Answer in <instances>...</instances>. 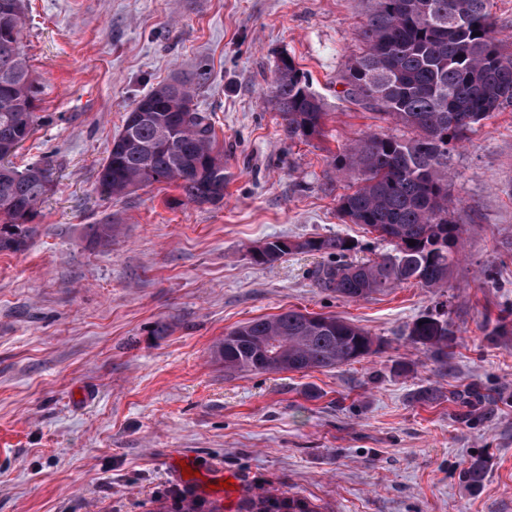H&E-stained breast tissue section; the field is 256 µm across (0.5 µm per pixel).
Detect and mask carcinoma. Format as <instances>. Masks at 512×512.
Wrapping results in <instances>:
<instances>
[{"mask_svg":"<svg viewBox=\"0 0 512 512\" xmlns=\"http://www.w3.org/2000/svg\"><path fill=\"white\" fill-rule=\"evenodd\" d=\"M24 7V0H0V224L14 228L32 223L53 183L50 161L21 170L9 163L37 119L36 79L23 50ZM362 37L363 52L343 71L347 97L415 137L367 132L336 156V172L349 179L337 207L344 222L366 227L390 250L348 262L349 239L333 235L269 241L252 259L271 264L297 251L334 257L314 278L346 300L407 282L446 288L461 248V229L450 218L448 159L474 125L512 106V53L493 35L488 0H374ZM195 94L192 79L175 78L134 103L98 170L102 196L117 200L165 182L190 203L224 200V148L208 115L195 107ZM264 100L279 112L288 140L324 136L323 103L295 62L276 71ZM408 336L448 369L457 337L447 319L423 315ZM378 347L344 319L288 310L237 326L214 353L229 374L279 373L334 369ZM463 477L481 484L484 464L470 463ZM240 510L316 512L295 497L249 498Z\"/></svg>","mask_w":512,"mask_h":512,"instance_id":"cac0c4a2","label":"carcinoma"}]
</instances>
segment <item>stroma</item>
<instances>
[{
	"mask_svg": "<svg viewBox=\"0 0 512 512\" xmlns=\"http://www.w3.org/2000/svg\"><path fill=\"white\" fill-rule=\"evenodd\" d=\"M37 81L33 136L14 159L52 157L53 188L19 247L0 249V512H160L209 485L294 494L319 512H512V109L453 153L448 193L463 250L447 288L407 283L347 301L314 282L319 254L256 264L276 238L341 235L353 261L386 245L345 223L333 166L374 131L410 138L346 96L372 0H25ZM308 73L324 136L289 141L261 100L280 56ZM175 75L224 144L217 204L159 183L119 199L95 182L130 106ZM117 231L94 244L88 227ZM295 309L382 341L334 369L225 373L214 344ZM426 313L457 334L447 370L408 338ZM440 388L433 404L420 391ZM198 473L175 474L178 457ZM486 466L465 482L471 461Z\"/></svg>",
	"mask_w": 512,
	"mask_h": 512,
	"instance_id": "1",
	"label": "stroma"
}]
</instances>
